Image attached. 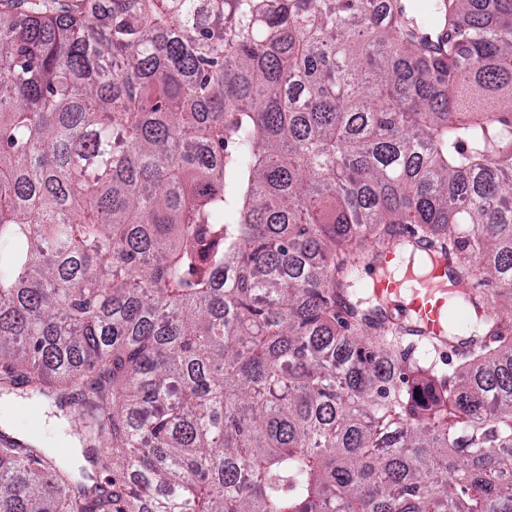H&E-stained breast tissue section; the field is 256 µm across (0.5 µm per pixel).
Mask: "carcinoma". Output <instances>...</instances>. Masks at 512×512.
<instances>
[{
	"mask_svg": "<svg viewBox=\"0 0 512 512\" xmlns=\"http://www.w3.org/2000/svg\"><path fill=\"white\" fill-rule=\"evenodd\" d=\"M0 10V390L81 405L112 478L0 437V512H512V0ZM453 255L410 355L359 278ZM483 284L493 295L485 313Z\"/></svg>",
	"mask_w": 512,
	"mask_h": 512,
	"instance_id": "cac0c4a2",
	"label": "carcinoma"
}]
</instances>
